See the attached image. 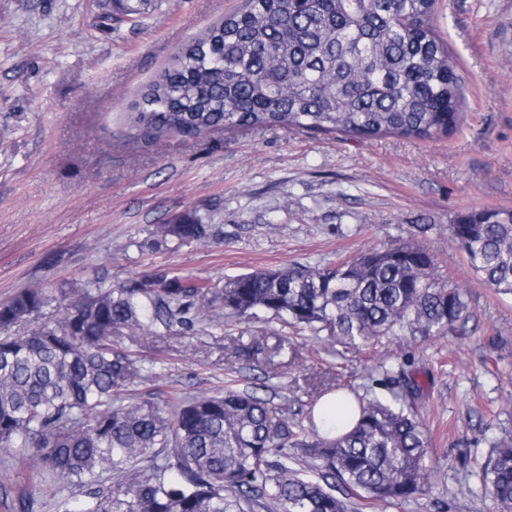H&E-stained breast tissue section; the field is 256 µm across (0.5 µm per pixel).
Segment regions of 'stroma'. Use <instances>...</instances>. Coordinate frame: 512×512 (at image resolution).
<instances>
[{"label":"stroma","instance_id":"1","mask_svg":"<svg viewBox=\"0 0 512 512\" xmlns=\"http://www.w3.org/2000/svg\"><path fill=\"white\" fill-rule=\"evenodd\" d=\"M242 0H147L128 16L113 0H0V301L39 283L115 286L179 275L223 286L257 269L325 264L414 240L468 293L470 317L444 337L342 345L271 315L224 324L203 300L194 330L116 334L144 366L138 394L212 395L231 385L287 402L361 388L389 354L411 357L430 461L444 477L388 512H496L472 474L488 435L512 431V295L487 288L448 240L459 216L512 209V0H438L436 30L459 59L466 117L419 141L302 130H216L193 140L131 138L139 91L202 30ZM218 228L205 243L142 248L148 229L183 214ZM298 356L265 360L268 336ZM63 483L35 458L0 448V512L29 498L56 512Z\"/></svg>","mask_w":512,"mask_h":512}]
</instances>
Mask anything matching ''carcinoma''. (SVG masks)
I'll return each mask as SVG.
<instances>
[{"mask_svg": "<svg viewBox=\"0 0 512 512\" xmlns=\"http://www.w3.org/2000/svg\"><path fill=\"white\" fill-rule=\"evenodd\" d=\"M436 0H244L208 26L143 90L131 136L195 139L217 129H302L372 139L432 140L461 125L458 61L434 26ZM191 214L158 224L140 247L205 243ZM448 239L497 293L512 294V210L483 209ZM212 294L224 318L270 313L341 344L446 336L468 319L466 290L415 242L323 267L255 270L211 288L180 277L119 288H62V315L0 337V447L35 456L85 487L57 512H356L399 506L441 480L408 359L377 365L363 396L343 391L349 429L329 435L285 406L231 386L210 396L138 397L141 367L113 333L191 331ZM53 299L31 285L0 302V330ZM476 476L512 512V435L490 443Z\"/></svg>", "mask_w": 512, "mask_h": 512, "instance_id": "cac0c4a2", "label": "carcinoma"}]
</instances>
